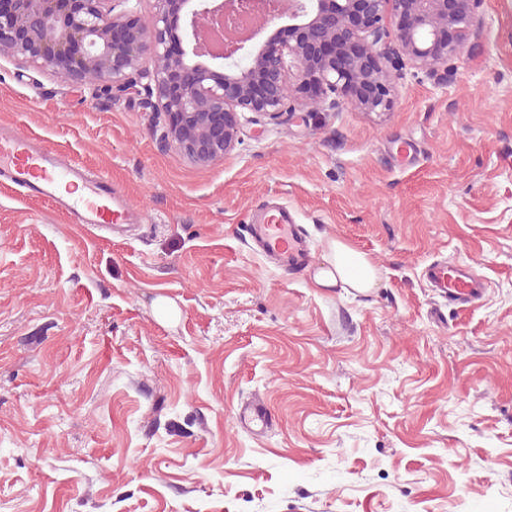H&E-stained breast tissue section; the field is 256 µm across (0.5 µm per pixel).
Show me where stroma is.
<instances>
[{
    "mask_svg": "<svg viewBox=\"0 0 512 512\" xmlns=\"http://www.w3.org/2000/svg\"><path fill=\"white\" fill-rule=\"evenodd\" d=\"M479 16L450 69L394 71L390 111L290 97L208 166L140 96L0 56V126L144 215L110 237L0 182V512H512V0ZM268 202L315 265L334 240L365 253L375 288L246 245ZM435 260L470 264L483 298L435 297ZM256 393L261 433L236 419Z\"/></svg>",
    "mask_w": 512,
    "mask_h": 512,
    "instance_id": "stroma-1",
    "label": "stroma"
}]
</instances>
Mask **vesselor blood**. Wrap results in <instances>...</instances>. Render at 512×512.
<instances>
[{
	"label": "vessel or blood",
	"mask_w": 512,
	"mask_h": 512,
	"mask_svg": "<svg viewBox=\"0 0 512 512\" xmlns=\"http://www.w3.org/2000/svg\"><path fill=\"white\" fill-rule=\"evenodd\" d=\"M0 179L25 197L52 202L76 223L111 234L141 221L139 213L127 208L110 178L88 171L63 152L44 149L26 133H0ZM75 184L81 185L82 195L70 193V186ZM248 235L254 247L278 266L289 268L312 261L307 237L287 206L269 204L261 208ZM423 277L440 298L455 308L475 305L485 292L471 266L463 263L431 262ZM237 417L245 426L265 428L271 421L268 405L260 397L241 405Z\"/></svg>",
	"instance_id": "vessel-or-blood-1"
}]
</instances>
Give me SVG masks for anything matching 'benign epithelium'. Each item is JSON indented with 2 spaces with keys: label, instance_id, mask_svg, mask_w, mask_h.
Wrapping results in <instances>:
<instances>
[{
  "label": "benign epithelium",
  "instance_id": "benign-epithelium-1",
  "mask_svg": "<svg viewBox=\"0 0 512 512\" xmlns=\"http://www.w3.org/2000/svg\"><path fill=\"white\" fill-rule=\"evenodd\" d=\"M0 0V55L49 71L91 96L133 91L162 120L160 139L192 163L224 158L241 114L276 116L286 91L387 112L392 73L404 62L434 70L459 55L482 0H290L288 38L251 40L283 17L263 2L262 24L220 54L202 47L200 24L222 22L241 0ZM400 24L389 37L387 22Z\"/></svg>",
  "mask_w": 512,
  "mask_h": 512
}]
</instances>
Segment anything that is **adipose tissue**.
<instances>
[{
  "label": "adipose tissue",
  "mask_w": 512,
  "mask_h": 512,
  "mask_svg": "<svg viewBox=\"0 0 512 512\" xmlns=\"http://www.w3.org/2000/svg\"><path fill=\"white\" fill-rule=\"evenodd\" d=\"M326 261L327 268L321 269L315 277L319 286L340 285L361 293L375 287L378 271L365 254L334 241Z\"/></svg>",
  "instance_id": "1"
}]
</instances>
